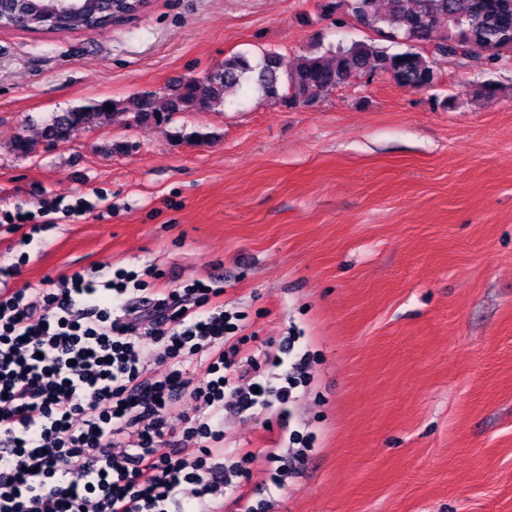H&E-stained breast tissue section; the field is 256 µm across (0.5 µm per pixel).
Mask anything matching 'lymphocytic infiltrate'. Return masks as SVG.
Here are the masks:
<instances>
[{
  "label": "lymphocytic infiltrate",
  "instance_id": "1",
  "mask_svg": "<svg viewBox=\"0 0 512 512\" xmlns=\"http://www.w3.org/2000/svg\"><path fill=\"white\" fill-rule=\"evenodd\" d=\"M16 273L0 265V512H171L188 490L207 512L251 480L254 455L233 462L222 446L224 415L274 407L288 428L311 359L295 337L266 377L230 344L222 291L204 281L153 290L150 266L76 272L36 304L10 288ZM146 289L145 312L131 294ZM146 346L164 373L143 375ZM200 363L206 378L195 384ZM185 397L202 412L173 424Z\"/></svg>",
  "mask_w": 512,
  "mask_h": 512
}]
</instances>
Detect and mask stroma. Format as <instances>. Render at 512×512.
<instances>
[{
	"instance_id": "1",
	"label": "stroma",
	"mask_w": 512,
	"mask_h": 512,
	"mask_svg": "<svg viewBox=\"0 0 512 512\" xmlns=\"http://www.w3.org/2000/svg\"><path fill=\"white\" fill-rule=\"evenodd\" d=\"M318 34L373 36L336 28L318 0H151L91 33L0 31V264H17L15 288L151 264L157 288L223 287L244 350L299 336L314 360L290 427L317 440L267 512H512L511 58L497 98L473 97L480 72L448 60L426 90L356 76L312 107L253 95L38 139L55 113L232 53L292 65ZM446 97L454 108L435 106ZM23 131L28 155L10 149ZM81 198L93 210L70 212ZM46 200L62 204L55 226L24 244L8 216ZM280 433L274 416L224 419L257 481Z\"/></svg>"
}]
</instances>
